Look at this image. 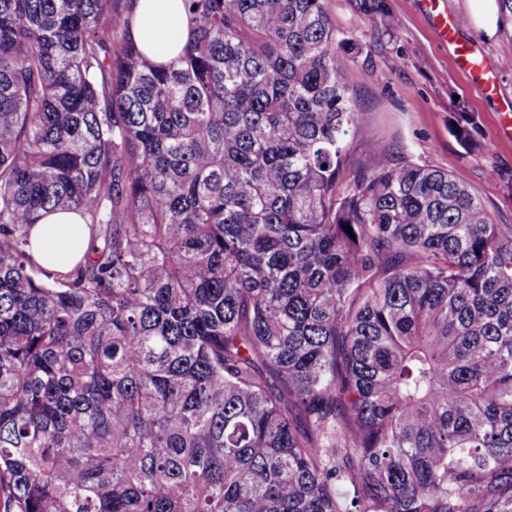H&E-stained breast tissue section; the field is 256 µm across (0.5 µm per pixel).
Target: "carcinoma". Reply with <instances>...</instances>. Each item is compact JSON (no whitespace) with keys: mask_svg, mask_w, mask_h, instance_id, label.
<instances>
[{"mask_svg":"<svg viewBox=\"0 0 512 512\" xmlns=\"http://www.w3.org/2000/svg\"><path fill=\"white\" fill-rule=\"evenodd\" d=\"M133 2L0 0L7 512H512V224L349 166L324 0H183L166 65ZM57 210L64 274L30 254ZM83 226L80 216L72 211L46 216L31 231L33 259L53 270L68 271L87 250Z\"/></svg>","mask_w":512,"mask_h":512,"instance_id":"carcinoma-1","label":"carcinoma"}]
</instances>
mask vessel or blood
Here are the masks:
<instances>
[{"mask_svg":"<svg viewBox=\"0 0 512 512\" xmlns=\"http://www.w3.org/2000/svg\"><path fill=\"white\" fill-rule=\"evenodd\" d=\"M433 25L437 37L455 47V63L459 73L472 85L477 87L486 97L494 98L499 94L495 70L485 58L473 49L458 45V32L461 27L460 18L453 13H436Z\"/></svg>","mask_w":512,"mask_h":512,"instance_id":"vessel-or-blood-1","label":"vessel or blood"}]
</instances>
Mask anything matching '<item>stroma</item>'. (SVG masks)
I'll return each instance as SVG.
<instances>
[{
	"label": "stroma",
	"mask_w": 512,
	"mask_h": 512,
	"mask_svg": "<svg viewBox=\"0 0 512 512\" xmlns=\"http://www.w3.org/2000/svg\"><path fill=\"white\" fill-rule=\"evenodd\" d=\"M362 0H325L339 37L351 39L360 78L353 107L367 117L349 137L351 161L377 144L398 162L410 159L448 171L474 189L495 223L512 224V136L495 101L457 74L453 50L441 42L423 0H378L384 23L374 22ZM458 41L496 65L502 95L512 97V15L493 38L463 25ZM466 112L478 126L480 146L465 151L449 131L453 113Z\"/></svg>",
	"instance_id": "1"
}]
</instances>
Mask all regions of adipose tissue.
<instances>
[{
  "label": "adipose tissue",
  "instance_id": "ef3b65f1",
  "mask_svg": "<svg viewBox=\"0 0 512 512\" xmlns=\"http://www.w3.org/2000/svg\"><path fill=\"white\" fill-rule=\"evenodd\" d=\"M130 32L156 63L176 58L191 35L181 0H136ZM87 244L83 222L71 211L48 215L31 231L33 259L59 272L68 271L84 255Z\"/></svg>",
  "mask_w": 512,
  "mask_h": 512
}]
</instances>
